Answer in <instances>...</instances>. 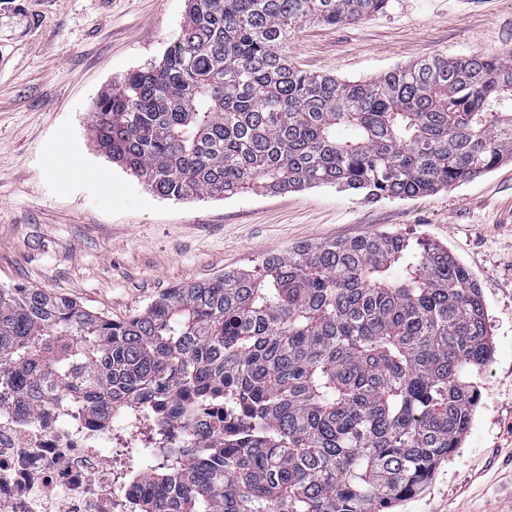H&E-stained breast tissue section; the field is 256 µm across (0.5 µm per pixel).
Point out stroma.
Here are the masks:
<instances>
[{"label": "stroma", "instance_id": "obj_1", "mask_svg": "<svg viewBox=\"0 0 512 512\" xmlns=\"http://www.w3.org/2000/svg\"><path fill=\"white\" fill-rule=\"evenodd\" d=\"M0 12V287L40 288L121 321L171 288L304 242L392 233L447 247L475 277L492 343L460 448L398 512H512V161L413 199L330 186L159 197L97 151L102 88L160 62L188 0H11ZM311 74L368 80L443 54L512 52V0H390L287 44Z\"/></svg>", "mask_w": 512, "mask_h": 512}]
</instances>
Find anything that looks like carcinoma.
<instances>
[{
  "mask_svg": "<svg viewBox=\"0 0 512 512\" xmlns=\"http://www.w3.org/2000/svg\"><path fill=\"white\" fill-rule=\"evenodd\" d=\"M389 0H188L162 61L96 102L102 154L165 199L334 186L408 199L512 161V58L433 55L369 81L288 58L308 21ZM491 354L448 249L380 234L301 243L172 288L124 321L0 288V397L92 413L152 404L137 512H390L460 447Z\"/></svg>",
  "mask_w": 512,
  "mask_h": 512,
  "instance_id": "cac0c4a2",
  "label": "carcinoma"
}]
</instances>
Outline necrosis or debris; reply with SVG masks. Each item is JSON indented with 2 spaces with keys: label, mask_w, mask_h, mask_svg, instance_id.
<instances>
[{
  "label": "necrosis or debris",
  "mask_w": 512,
  "mask_h": 512,
  "mask_svg": "<svg viewBox=\"0 0 512 512\" xmlns=\"http://www.w3.org/2000/svg\"><path fill=\"white\" fill-rule=\"evenodd\" d=\"M152 424L142 404L102 420L50 400L0 405V512H131L130 451Z\"/></svg>",
  "instance_id": "1"
}]
</instances>
